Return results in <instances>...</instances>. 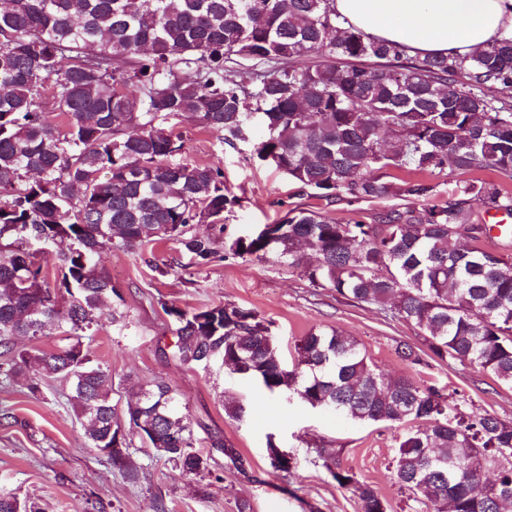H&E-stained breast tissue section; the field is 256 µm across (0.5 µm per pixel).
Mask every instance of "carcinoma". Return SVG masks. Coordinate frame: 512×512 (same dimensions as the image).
I'll list each match as a JSON object with an SVG mask.
<instances>
[{"instance_id":"obj_1","label":"carcinoma","mask_w":512,"mask_h":512,"mask_svg":"<svg viewBox=\"0 0 512 512\" xmlns=\"http://www.w3.org/2000/svg\"><path fill=\"white\" fill-rule=\"evenodd\" d=\"M331 0H3L0 3V375L71 384L69 401L95 449L127 481L140 478L112 404V374L83 347L100 306L116 293L98 269L113 247L178 242L192 263L217 254L231 200L219 168L172 163L181 135L160 126L189 116L227 142L243 136L251 101L268 135L255 147L310 194L349 204L404 201L373 223L338 222L294 208L279 224L225 245L234 258L274 260L309 286L377 305L417 330L397 347L414 364L459 361L512 387V254L487 252L475 210L512 214V35L465 57H412L344 26ZM254 62L248 75L233 64ZM54 100L55 121L46 112ZM494 170L500 182L464 175ZM395 171L410 173L396 177ZM422 172L455 181L448 201ZM62 273L51 285L43 262ZM178 356L221 359L273 394L357 423L401 428L394 461L402 488L429 512H505L512 505V421L468 413L433 385L391 377L339 331L295 341L292 366L258 315L235 303L177 306ZM55 327L70 342L19 350ZM125 423L154 454L198 475L208 457L172 390L139 388ZM210 447L242 476L248 462L224 438ZM360 512L390 505L339 459L317 451ZM0 512H42L0 490Z\"/></svg>"}]
</instances>
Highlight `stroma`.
<instances>
[{
  "instance_id": "obj_1",
  "label": "stroma",
  "mask_w": 512,
  "mask_h": 512,
  "mask_svg": "<svg viewBox=\"0 0 512 512\" xmlns=\"http://www.w3.org/2000/svg\"><path fill=\"white\" fill-rule=\"evenodd\" d=\"M176 128L186 146L182 161L224 172L225 192L234 199L224 213V240L257 233L297 205L342 222L368 221L397 205L392 198L329 205L300 194L284 173L257 158L254 147L266 134L259 119L248 120L243 139L231 144L186 117L177 120ZM163 264L170 268L164 276L156 271ZM100 265L118 296L104 306L101 326L82 342L109 368L113 402L125 407L139 384L165 383L190 416L196 450L210 461L206 472L189 475L145 453L135 436L129 451L141 474L137 482H127L90 447L65 384L49 382L33 393L25 380L0 378V414L14 416L13 422L0 421V487L37 502L44 512H237L244 500L252 512H358L351 490L340 487L318 459L321 449L338 453L344 468L373 484L391 512H426L398 483L393 463L397 429L355 423L286 400L232 374L220 361L207 366L182 362L176 354L177 323L165 312L170 305L205 309L232 302L251 310L268 323L286 358L295 338L309 330L338 329L354 336L385 372L442 387L464 401L466 411L489 410L512 419V388L466 364L403 361L396 348L403 341L416 342L412 326L390 320L376 306H353L332 290H313L286 265L219 255L196 267L172 240L134 252H103ZM230 399L243 406L242 420L226 414L224 403ZM216 435L247 460V475L238 474L223 454L211 452ZM271 442L292 456L290 471L271 468Z\"/></svg>"
}]
</instances>
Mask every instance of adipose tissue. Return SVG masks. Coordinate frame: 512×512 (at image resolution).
Listing matches in <instances>:
<instances>
[{"label": "adipose tissue", "instance_id": "ef3b65f1", "mask_svg": "<svg viewBox=\"0 0 512 512\" xmlns=\"http://www.w3.org/2000/svg\"><path fill=\"white\" fill-rule=\"evenodd\" d=\"M342 19L412 55L466 56L512 33V0H331Z\"/></svg>", "mask_w": 512, "mask_h": 512}]
</instances>
